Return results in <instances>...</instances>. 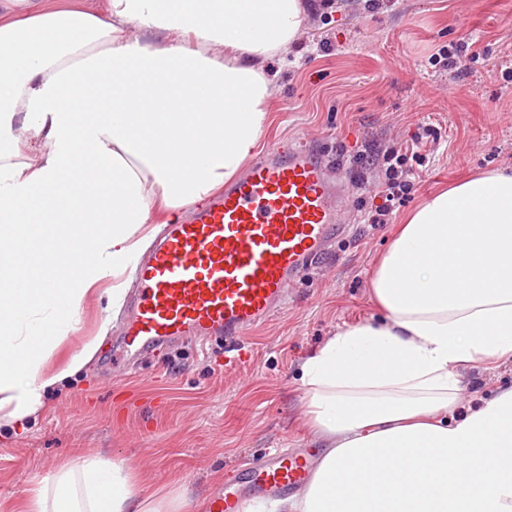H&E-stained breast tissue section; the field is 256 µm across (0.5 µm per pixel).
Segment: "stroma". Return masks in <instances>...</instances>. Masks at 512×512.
Segmentation results:
<instances>
[{
    "mask_svg": "<svg viewBox=\"0 0 512 512\" xmlns=\"http://www.w3.org/2000/svg\"><path fill=\"white\" fill-rule=\"evenodd\" d=\"M305 28L286 57L265 68L274 88L259 144L309 140L328 155L330 178L347 179L350 207L331 259L291 282L288 304L241 343L189 344L125 369L112 360L123 314L97 353L56 388L23 426L0 425V512L61 463L96 453L120 457L183 512L218 486L244 482L239 464L276 448L306 454L319 442L303 423L301 361L338 328L375 321L368 283L402 218L437 188L475 172L512 166V0H310ZM474 44L460 68L432 63L441 47ZM432 124L441 134L410 199L385 223L368 221L380 168L361 162ZM107 298L86 300L60 346L80 352L106 316ZM512 386V359L464 371L455 419ZM223 473L215 483L214 473Z\"/></svg>",
    "mask_w": 512,
    "mask_h": 512,
    "instance_id": "35a3bbf8",
    "label": "stroma"
}]
</instances>
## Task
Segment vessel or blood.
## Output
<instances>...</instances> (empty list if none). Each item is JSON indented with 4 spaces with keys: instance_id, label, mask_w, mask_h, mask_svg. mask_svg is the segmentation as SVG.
<instances>
[{
    "instance_id": "b4317fda",
    "label": "vessel or blood",
    "mask_w": 512,
    "mask_h": 512,
    "mask_svg": "<svg viewBox=\"0 0 512 512\" xmlns=\"http://www.w3.org/2000/svg\"><path fill=\"white\" fill-rule=\"evenodd\" d=\"M307 146H270L222 194L166 225L140 262L122 336L127 351L162 345H233L281 307L302 270L321 263L337 237L341 184ZM266 492L305 486L312 464L285 450L247 459Z\"/></svg>"
}]
</instances>
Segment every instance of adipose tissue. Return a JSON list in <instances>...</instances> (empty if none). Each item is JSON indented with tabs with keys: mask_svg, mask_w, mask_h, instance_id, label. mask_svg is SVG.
<instances>
[{
	"mask_svg": "<svg viewBox=\"0 0 512 512\" xmlns=\"http://www.w3.org/2000/svg\"><path fill=\"white\" fill-rule=\"evenodd\" d=\"M302 0H0V408L21 423L100 342L55 360L81 305L125 295L153 213L237 177L269 123L263 64ZM81 259L64 257L68 247ZM61 251L55 263L50 250ZM56 287L62 307L51 306ZM380 320L301 365L325 449L310 482L244 512H512V387L451 420L461 372L512 358V167L433 192L370 280ZM122 458L61 465L12 512H181Z\"/></svg>",
	"mask_w": 512,
	"mask_h": 512,
	"instance_id": "obj_1",
	"label": "adipose tissue"
}]
</instances>
